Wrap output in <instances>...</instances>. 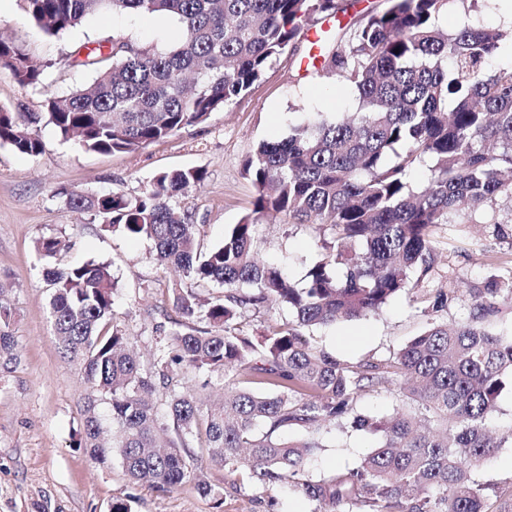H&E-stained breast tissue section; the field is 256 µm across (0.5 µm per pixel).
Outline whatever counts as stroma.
I'll list each match as a JSON object with an SVG mask.
<instances>
[{
	"label": "stroma",
	"mask_w": 512,
	"mask_h": 512,
	"mask_svg": "<svg viewBox=\"0 0 512 512\" xmlns=\"http://www.w3.org/2000/svg\"><path fill=\"white\" fill-rule=\"evenodd\" d=\"M440 27L489 29L512 26L499 0H448ZM120 33L139 45L167 49L178 42L181 24L166 15L98 12L82 25L57 36L43 33L31 20L26 0H0V37L23 47L45 68L44 84L20 86L0 65V107L12 112H40L46 98L88 84L92 71L72 64L77 44L102 42ZM307 44L297 55L273 61L263 81L248 95L212 112L200 125L130 152L100 154L62 141L53 126L39 123L44 144L34 156L0 146V293L11 308L10 331L18 359L0 365V512H111L113 502H127L132 512H320L318 502L281 486L272 491L242 481L223 467L205 464L204 476L223 487L222 502L201 496L193 483L160 491L129 481L119 461L91 462L74 447L73 435L84 420L87 386L78 365L63 358L49 315V292L42 278L40 239L58 237L68 249L62 263L109 264L119 281L114 323L134 336L144 362L156 355L162 326L174 310L170 288L199 295H220L216 284H194L173 268L159 266L151 240L131 239L100 224L92 213L70 209L64 192L139 193L162 171L198 168L206 178L182 200L207 246L221 244L226 230L253 209L256 189L244 162L260 141L287 136L291 127L316 117L333 121L354 111L357 92L345 78L330 81L300 66ZM512 219V198L496 199L490 212L462 215L460 223L433 230L438 266L429 287H447L455 272L479 284L512 269V244L488 236V216ZM319 233L311 224H273L261 218L257 254L292 279L303 277L316 261ZM470 307L460 300L440 315L424 313L415 293L406 290L376 313L351 321L306 328L315 349L349 364L395 352L430 324L467 320ZM324 446L306 462L318 480L359 466L379 443L378 434L348 426L324 431Z\"/></svg>",
	"instance_id": "35a3bbf8"
}]
</instances>
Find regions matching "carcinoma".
Here are the masks:
<instances>
[{"label": "carcinoma", "mask_w": 512, "mask_h": 512, "mask_svg": "<svg viewBox=\"0 0 512 512\" xmlns=\"http://www.w3.org/2000/svg\"><path fill=\"white\" fill-rule=\"evenodd\" d=\"M448 0H385L354 31L351 46L336 32L321 48L323 79L346 77L359 107L334 122L292 128L264 141L246 159L256 197L252 213L232 225L224 242L202 248L197 225L177 202L202 184L197 168L165 171L135 195L69 193L66 204L93 213L129 238H148L155 259L198 283H216L221 295L202 299L172 288L182 323L164 336L152 365L141 364L133 339L112 324L117 281L110 266L87 262L48 266L50 316L63 354L79 364L90 387L76 447L104 464L118 455L135 483L163 491L192 482L203 497L224 490L203 479L202 463L220 465L253 484L288 485L339 512H489L491 487L474 470L512 444L487 417L512 378V334L491 332L486 319L512 307V276L467 285L469 320L450 328L434 322L400 351L350 365L312 348L301 329L378 311L404 290L438 313L459 299L455 287L423 283L437 253L433 228L466 209L477 212L497 197L512 198V65L494 72L489 59L512 29L465 26L452 33L437 19ZM28 13L50 36L102 9L168 14L183 25L166 51L138 46L122 35L102 47L72 51L94 73L91 84L45 100L44 118L60 137L92 152H133L246 96L269 64L295 52L316 15L333 16L338 0H27ZM0 62L22 87L43 84L44 69L23 49L0 41ZM38 118L0 107V146L36 155L31 130ZM434 160L426 185L410 173ZM328 229L318 260L294 281L260 263L255 216ZM492 236L512 242V224L486 223ZM57 237L37 244L54 257ZM270 304L288 306L293 319L254 341L240 320ZM10 309L0 298V360L17 359ZM207 372L224 381V401L204 408L185 374ZM394 387L417 411L375 420L357 410L360 396ZM110 406L116 443L101 441L96 411ZM205 424L206 444L195 451L194 432ZM348 424L372 429L380 444L348 472L314 480L305 461L323 447L322 431ZM304 438L285 440L287 430Z\"/></svg>", "instance_id": "1"}]
</instances>
